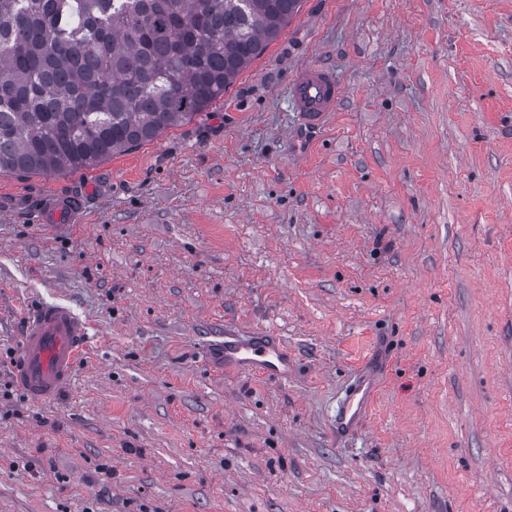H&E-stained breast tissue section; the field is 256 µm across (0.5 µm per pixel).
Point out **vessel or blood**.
I'll return each mask as SVG.
<instances>
[{
  "label": "vessel or blood",
  "instance_id": "b4317fda",
  "mask_svg": "<svg viewBox=\"0 0 512 512\" xmlns=\"http://www.w3.org/2000/svg\"><path fill=\"white\" fill-rule=\"evenodd\" d=\"M288 97L301 125L317 131L329 112L335 111L342 87L333 71L311 65L297 72L289 85ZM81 209L80 199L55 200L44 205L42 221L49 227H61L76 221ZM87 343L88 326L69 305H31L15 357L16 386L36 400L56 397L70 385ZM210 357L224 370L255 373L269 379L285 380L296 370V361L281 338L263 331L245 338L225 332L223 340L213 344ZM377 368V359L367 360L347 386L329 425L338 440L355 438L365 426L377 396Z\"/></svg>",
  "mask_w": 512,
  "mask_h": 512
}]
</instances>
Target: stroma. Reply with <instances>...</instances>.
<instances>
[{"instance_id":"1","label":"stroma","mask_w":512,"mask_h":512,"mask_svg":"<svg viewBox=\"0 0 512 512\" xmlns=\"http://www.w3.org/2000/svg\"><path fill=\"white\" fill-rule=\"evenodd\" d=\"M308 65L343 86L311 134L288 98ZM47 195L80 223L38 224ZM38 301L89 344L34 401L12 364ZM228 328L278 333L295 375L210 370ZM0 512H512V0H302L207 112L1 172ZM377 359L367 360L352 377L337 412L331 416L330 432L338 440H350L365 426L378 388Z\"/></svg>"}]
</instances>
